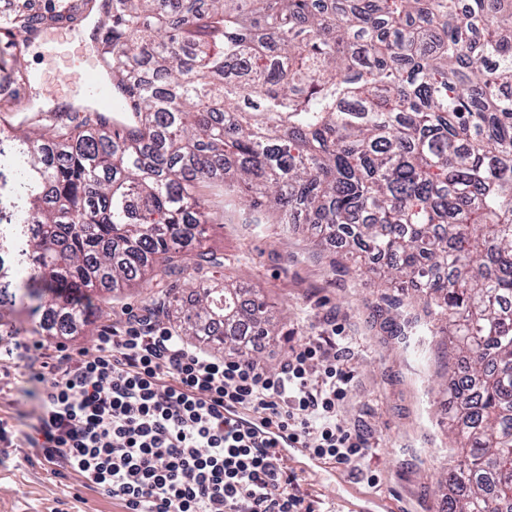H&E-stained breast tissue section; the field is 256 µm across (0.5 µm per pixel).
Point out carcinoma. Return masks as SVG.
I'll list each match as a JSON object with an SVG mask.
<instances>
[{
    "label": "carcinoma",
    "mask_w": 512,
    "mask_h": 512,
    "mask_svg": "<svg viewBox=\"0 0 512 512\" xmlns=\"http://www.w3.org/2000/svg\"><path fill=\"white\" fill-rule=\"evenodd\" d=\"M103 49L125 121L54 114L49 137L0 120V305L30 270L87 294L224 265L199 246L198 184L344 241L342 257L423 303L446 332L452 492L443 512H512V0H109ZM178 334L269 337L258 292L208 278ZM37 300L42 336L85 307ZM10 244L5 249L6 256L16 266H22L26 261L24 250V238L28 231V224H9Z\"/></svg>",
    "instance_id": "carcinoma-1"
}]
</instances>
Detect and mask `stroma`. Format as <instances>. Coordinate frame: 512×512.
<instances>
[{
  "label": "stroma",
  "instance_id": "1",
  "mask_svg": "<svg viewBox=\"0 0 512 512\" xmlns=\"http://www.w3.org/2000/svg\"><path fill=\"white\" fill-rule=\"evenodd\" d=\"M77 0H0V29L17 16L66 15ZM200 193L209 212L204 247L223 255L211 269L228 281L264 295L276 337L263 342L261 365L279 371L288 355L286 336H343L349 351L344 363L352 376L339 416L363 427L372 455L359 467L310 465L304 457L284 465L305 477L313 494L341 512L352 500L361 512H385L387 504L404 512H439L438 485L448 468L446 376L440 373L443 348L421 335L418 304L400 302L393 289L342 260L335 242L316 246L309 233L273 221H258L242 198L223 186L204 184ZM161 295L132 287L114 291L110 300L88 298L95 315L78 333L43 337L47 349L65 344L71 353L94 350L103 325L121 308L160 304ZM375 484H367L365 472ZM0 512H123L118 501L81 487L72 475L56 474L24 449L0 461Z\"/></svg>",
  "mask_w": 512,
  "mask_h": 512
}]
</instances>
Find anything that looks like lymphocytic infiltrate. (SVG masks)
<instances>
[{"mask_svg": "<svg viewBox=\"0 0 512 512\" xmlns=\"http://www.w3.org/2000/svg\"><path fill=\"white\" fill-rule=\"evenodd\" d=\"M332 336H300L275 373L185 342L158 308L123 311L93 351L59 345L20 375L36 397L30 447L125 512H318L274 438L226 417L237 409L352 466L369 452L339 417L351 375Z\"/></svg>", "mask_w": 512, "mask_h": 512, "instance_id": "f902f5d3", "label": "lymphocytic infiltrate"}]
</instances>
